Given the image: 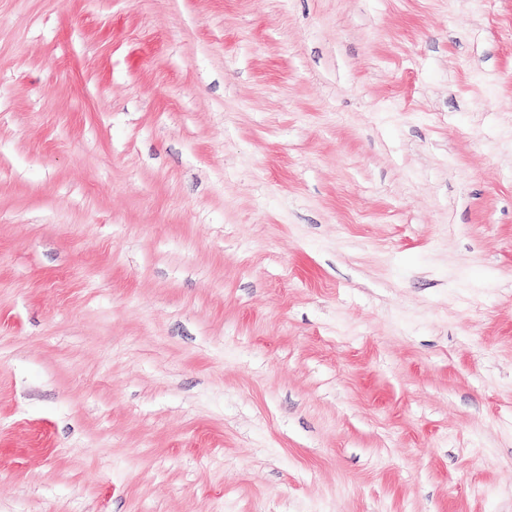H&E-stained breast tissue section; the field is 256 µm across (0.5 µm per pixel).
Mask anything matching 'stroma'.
<instances>
[{
	"label": "stroma",
	"instance_id": "stroma-1",
	"mask_svg": "<svg viewBox=\"0 0 512 512\" xmlns=\"http://www.w3.org/2000/svg\"><path fill=\"white\" fill-rule=\"evenodd\" d=\"M0 512H512V0H0Z\"/></svg>",
	"mask_w": 512,
	"mask_h": 512
}]
</instances>
